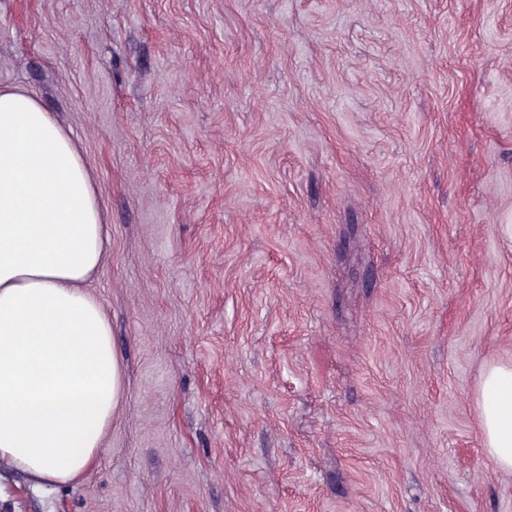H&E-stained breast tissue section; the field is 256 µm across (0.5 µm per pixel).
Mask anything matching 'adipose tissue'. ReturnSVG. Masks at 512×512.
<instances>
[{"label":"adipose tissue","instance_id":"adipose-tissue-1","mask_svg":"<svg viewBox=\"0 0 512 512\" xmlns=\"http://www.w3.org/2000/svg\"><path fill=\"white\" fill-rule=\"evenodd\" d=\"M106 244L71 137L0 87V458L40 484L84 476L120 402L107 315L84 288ZM476 406L486 454L512 471V363L485 369Z\"/></svg>","mask_w":512,"mask_h":512}]
</instances>
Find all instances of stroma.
Segmentation results:
<instances>
[{"label":"stroma","mask_w":512,"mask_h":512,"mask_svg":"<svg viewBox=\"0 0 512 512\" xmlns=\"http://www.w3.org/2000/svg\"><path fill=\"white\" fill-rule=\"evenodd\" d=\"M104 212L120 404L0 512H512V0H0ZM476 406L486 454L499 470L512 471V363H494L485 369Z\"/></svg>","instance_id":"obj_1"}]
</instances>
